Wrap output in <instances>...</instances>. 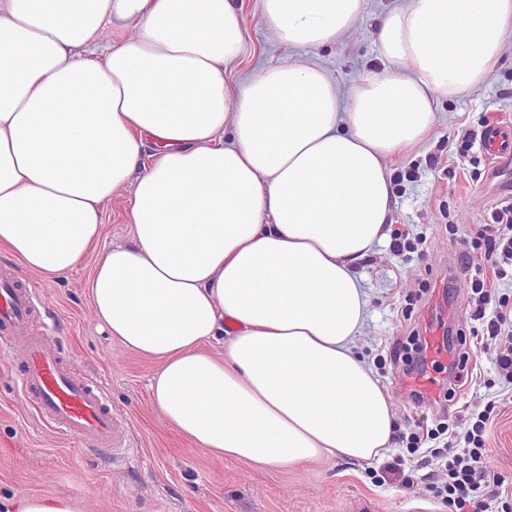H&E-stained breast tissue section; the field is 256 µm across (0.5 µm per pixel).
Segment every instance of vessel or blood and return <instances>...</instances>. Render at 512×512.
Segmentation results:
<instances>
[{
    "mask_svg": "<svg viewBox=\"0 0 512 512\" xmlns=\"http://www.w3.org/2000/svg\"><path fill=\"white\" fill-rule=\"evenodd\" d=\"M484 149L492 161L489 179L512 167V126L496 125L483 133ZM35 302L30 289L12 276L0 277V345L23 343L21 391L35 414L78 445L112 449L119 427L100 390L78 374L71 362L43 337L30 333Z\"/></svg>",
    "mask_w": 512,
    "mask_h": 512,
    "instance_id": "obj_1",
    "label": "vessel or blood"
}]
</instances>
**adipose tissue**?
<instances>
[{
    "label": "adipose tissue",
    "instance_id": "1",
    "mask_svg": "<svg viewBox=\"0 0 512 512\" xmlns=\"http://www.w3.org/2000/svg\"><path fill=\"white\" fill-rule=\"evenodd\" d=\"M363 4L259 10L283 45L318 48ZM510 34L512 0H399L379 67L344 99L308 60L231 84L235 0H0V246L49 281L94 255L95 321L155 362L150 401L196 448L274 469L381 461L392 402L355 340L385 161L426 140L437 98L481 83ZM125 189L130 233L103 243Z\"/></svg>",
    "mask_w": 512,
    "mask_h": 512
}]
</instances>
